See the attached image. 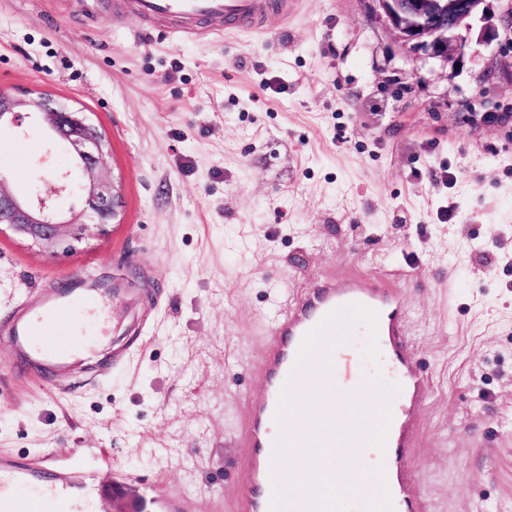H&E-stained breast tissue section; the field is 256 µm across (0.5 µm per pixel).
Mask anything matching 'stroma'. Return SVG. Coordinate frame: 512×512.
<instances>
[{"instance_id": "obj_1", "label": "stroma", "mask_w": 512, "mask_h": 512, "mask_svg": "<svg viewBox=\"0 0 512 512\" xmlns=\"http://www.w3.org/2000/svg\"><path fill=\"white\" fill-rule=\"evenodd\" d=\"M267 26L278 40L169 41L113 0H0V88L89 113L123 195L73 253L0 230V319L82 280L145 318L121 367L122 321L63 391L14 370L0 333V454L89 473L98 512H158L163 485L227 512L275 294L402 269L430 384L415 491L428 512H512V31L443 69L369 0H299ZM0 165L43 193L70 159L0 135Z\"/></svg>"}]
</instances>
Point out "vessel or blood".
I'll use <instances>...</instances> for the list:
<instances>
[{"label": "vessel or blood", "mask_w": 512, "mask_h": 512, "mask_svg": "<svg viewBox=\"0 0 512 512\" xmlns=\"http://www.w3.org/2000/svg\"><path fill=\"white\" fill-rule=\"evenodd\" d=\"M134 17L157 22L162 38L180 40L209 32H259L266 15L284 12L288 0H120ZM404 271L378 277L357 271L321 277L301 294L282 292L271 316L261 324L266 386L248 397L239 431L242 466L237 481L244 487L231 512H336V502L318 486L286 498L280 493L284 473L279 461L288 437L275 435L273 425L288 415V401L299 390L292 380L299 369L339 383L343 389L362 387L366 367L353 351L350 337L360 331L376 337L386 354L391 398L382 406L384 428L379 437L355 434L351 447H378L377 455L361 457L360 465L373 473L375 490L362 496V512H425L413 491L411 454L418 446L420 424L415 409L427 401L429 383L411 341L412 318L400 285ZM125 300L124 291L94 295L44 288L16 305L0 333L10 337L13 365L26 372L64 370L76 355L75 347L53 343L58 327L77 312L92 315L99 335H107L111 305ZM28 489L47 512H89L95 499L93 484L73 469H50L41 464L17 466L0 459V512H15L16 493ZM160 512H193L185 494L161 490Z\"/></svg>", "instance_id": "b4317fda"}]
</instances>
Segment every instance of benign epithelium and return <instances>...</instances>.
Wrapping results in <instances>:
<instances>
[{
    "instance_id": "obj_1",
    "label": "benign epithelium",
    "mask_w": 512,
    "mask_h": 512,
    "mask_svg": "<svg viewBox=\"0 0 512 512\" xmlns=\"http://www.w3.org/2000/svg\"><path fill=\"white\" fill-rule=\"evenodd\" d=\"M376 17L385 20L408 52L445 68L463 59L471 41L489 43L496 25L486 24L471 38L472 20L488 19L487 0H371ZM37 131L53 147L64 150L71 169L58 176L53 194L22 193L0 170V227L47 254L75 249V244L117 219L121 188L109 168V139L90 123L86 113L65 101L37 93L23 97L0 89V134L27 136ZM75 204L59 208L57 196Z\"/></svg>"
}]
</instances>
